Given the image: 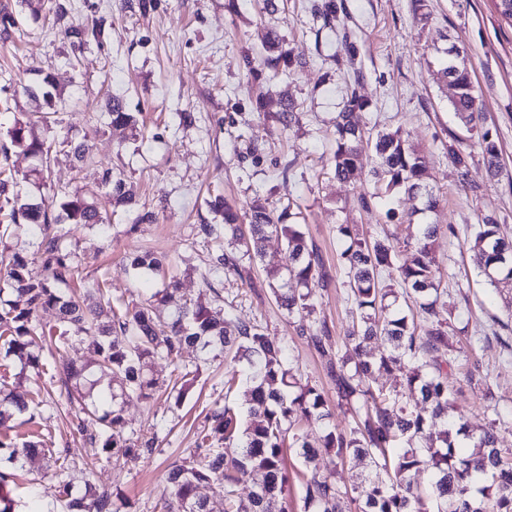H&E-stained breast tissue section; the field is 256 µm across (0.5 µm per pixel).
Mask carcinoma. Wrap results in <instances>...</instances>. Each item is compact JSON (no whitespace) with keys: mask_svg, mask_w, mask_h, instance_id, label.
Listing matches in <instances>:
<instances>
[{"mask_svg":"<svg viewBox=\"0 0 512 512\" xmlns=\"http://www.w3.org/2000/svg\"><path fill=\"white\" fill-rule=\"evenodd\" d=\"M446 54L441 79L454 88L451 106L458 120L472 130L481 117V107L464 54L456 46ZM306 64V59L287 48L275 28L268 31L260 57L243 59L244 68L253 76L265 70L273 76L288 75ZM57 84V77L50 74L39 82L51 110L57 106L53 93ZM363 108L364 102L353 89L337 112L331 156L336 179L360 181V157L371 149L377 157L371 181L379 191L387 195L404 191L423 198L426 209L435 208L437 198L425 182L424 156L398 131L363 129L354 119V113ZM256 110L273 113L285 131L296 120L298 106L268 95L256 101ZM108 116L114 126L136 123L134 113L116 96L110 101ZM8 136L13 146L32 156L49 154L44 141L33 136L25 123H15ZM480 148L488 168L497 169L499 149L487 131L480 136ZM448 155L458 167L461 187L473 188L468 154L450 144ZM101 186L105 191L61 192L60 212L54 216L38 203L12 208L10 223L0 226V235L8 236L13 226H24L36 235L41 273L32 275L22 251L7 245L0 250V337H6L8 354L33 369L42 366L40 351L47 342L65 340L72 332L95 337V366L112 375V406L99 410L94 399L98 381L92 379L89 364L56 355L50 348L49 368L64 387L65 399L77 401L82 412L102 426L100 435H91L85 442L108 460H134L153 453L157 436H130L123 405L133 398L149 400L163 388L181 402L199 375V368L180 363L184 347L197 346L215 358L233 350L232 360H246L251 370L248 411L241 414L218 404L210 409L193 454L167 472L165 512H288V450L308 470L303 512H348L346 494L322 471L326 457L354 461L367 469L358 476V512H512V456L498 448L495 424L476 436L465 417L454 414L448 389V365L453 359L447 357L448 325L442 318L448 294L441 288L442 272L434 255L437 226L419 227L407 243L414 257L403 264L397 263L389 236L370 240L350 224L336 226L344 242L340 267L358 317L356 329L338 343L317 317V306L308 292L315 279L328 282L331 275L301 225L287 222L288 209L277 214L256 198L241 213L217 196L211 209L221 223L196 226V235L204 241L225 239L241 247L242 256L250 260L262 256L267 238L275 235L284 241L288 265L270 272L268 286L276 303L297 319V328L322 359L335 386L337 406L350 413V424L341 427L335 423L324 390L298 378L288 366L286 347L257 324L198 304H186L163 321L155 315L152 302L132 307L114 302L98 281L85 286L77 298L64 293L62 287L80 277L76 244L64 225L85 224L104 231L103 196L134 203L133 191L112 169L104 170ZM245 220L250 232L247 238L241 228ZM471 244L478 269L489 284L512 281V237L502 232L493 217L485 216L476 225ZM131 266L158 271L163 262L146 249L132 259ZM211 266L215 272L241 273L240 258L222 249L211 257ZM7 289L23 302L1 299ZM47 308L58 310L63 330L40 323L38 312ZM374 341L381 344L376 351L367 348ZM157 360L174 365L175 378L165 387L151 373ZM380 372L401 377L400 387L391 394L372 388ZM415 395L424 407L412 405L410 398ZM27 407L21 397L1 392L0 425L12 411L21 413ZM303 421L323 428L321 445H311L294 431ZM463 440L473 443L472 452H459L458 443ZM44 451L61 466L69 465L68 449L44 450L38 441L13 449L8 462L14 466ZM247 470L260 475V484L245 502L237 496L235 484L236 474ZM422 471L431 476L426 487L416 481ZM12 478L11 469H0V512H13ZM202 487L218 490L221 510H214L213 502L200 496ZM68 507L76 512H120L112 492L89 480Z\"/></svg>","mask_w":512,"mask_h":512,"instance_id":"1","label":"carcinoma"}]
</instances>
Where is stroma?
<instances>
[{
  "instance_id": "stroma-1",
  "label": "stroma",
  "mask_w": 512,
  "mask_h": 512,
  "mask_svg": "<svg viewBox=\"0 0 512 512\" xmlns=\"http://www.w3.org/2000/svg\"><path fill=\"white\" fill-rule=\"evenodd\" d=\"M57 2L64 14L47 11L44 0H0L15 19L9 38H0V145H8L7 132L16 121H29L44 109L42 97L22 93L20 80L55 74L60 78L55 121L33 128L50 145V162L41 164L18 148L9 151L7 166L23 201L56 207L61 190L100 187L108 167L123 172L134 186L137 207L113 208L109 234L69 225L85 281L105 282L111 298L134 305L177 279V292L161 308L165 316L186 301L207 304L221 296L225 313L260 324L285 343L293 367L335 403L320 358L267 285L268 268L288 262L283 241L268 238L263 257L245 261L249 276L243 279L210 271L207 249L193 228L214 223L208 203L220 194L240 208L256 196L277 211L291 207L330 268L342 248L337 225L381 235L385 206L375 197L373 182L339 181L330 163L336 114L350 89H357L365 103L360 124L400 130L428 160L427 184L439 206L424 214L420 199L396 194L399 215L413 218L396 230L403 242L397 260H411L413 251L404 242L419 225H437L435 257L456 307V328L448 334L456 357L448 388L473 433L495 426L499 447L512 452V283L487 285L467 246L474 224L486 215L512 233V25L499 17L495 0H336L331 30L314 11L322 0H275L271 14L264 12L262 0ZM95 20L101 24L97 36H66L67 28ZM271 25L308 64L268 86L248 75L240 61L260 55ZM452 45L465 48L482 104V121L474 131L455 117L452 88L436 79ZM357 66L363 72L359 81L353 74ZM268 87L302 108L288 130L255 109L256 97ZM112 95L121 97L128 111L140 113L141 125L116 128L101 120ZM485 131L500 150L501 167L493 175L478 145ZM452 141L471 154L476 191L459 185L448 160ZM74 142L88 146L93 163L73 167L67 153ZM362 193L372 195L370 208L358 205ZM146 211L155 212L156 221L137 223V215ZM145 248L172 261V277L131 269L130 257ZM312 294L331 336L343 339L352 308L344 275L316 281ZM181 361L200 367L182 405L162 394L124 405L128 431L157 434L154 453L128 463L91 461L76 427L95 433L98 425L67 404L49 374L22 370L0 338V382L29 405L0 427V458L8 457V444L40 439L47 447L68 449L73 462L64 473L43 457L17 469L11 485L14 512H66L60 486L67 480L82 490L87 467L95 470L100 487L119 494L125 512H161L165 474L193 452L205 413L217 402L241 410L249 403L248 383L225 393L230 365L224 358L205 363L197 349L187 348ZM473 370L490 382L494 407H487L470 383Z\"/></svg>"
}]
</instances>
